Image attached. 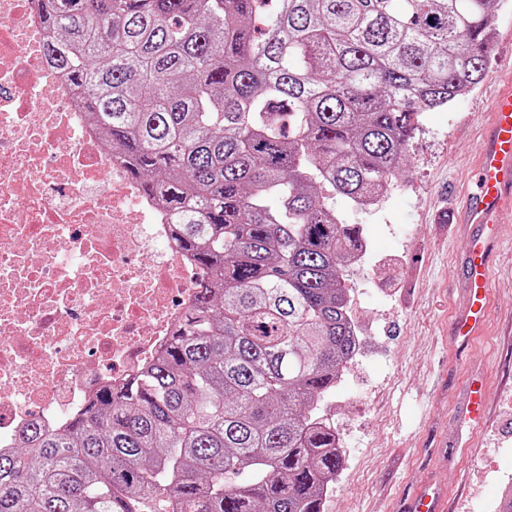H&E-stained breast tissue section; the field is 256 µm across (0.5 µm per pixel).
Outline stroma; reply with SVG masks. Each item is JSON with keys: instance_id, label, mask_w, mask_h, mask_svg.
Wrapping results in <instances>:
<instances>
[{"instance_id": "1", "label": "stroma", "mask_w": 512, "mask_h": 512, "mask_svg": "<svg viewBox=\"0 0 512 512\" xmlns=\"http://www.w3.org/2000/svg\"><path fill=\"white\" fill-rule=\"evenodd\" d=\"M485 75L448 108L426 113L406 182L380 206L347 211L373 259L395 263L380 280L350 265L351 313L367 343L318 406L342 431L343 466L324 512H396L428 480L447 487L448 512H485L512 481V223L495 257V304L486 340L450 334L466 303L460 278L462 212L473 188L496 76L512 74V0L495 19ZM487 376L488 423L468 459L456 411L468 377Z\"/></svg>"}]
</instances>
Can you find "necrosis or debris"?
<instances>
[{
  "label": "necrosis or debris",
  "instance_id": "1",
  "mask_svg": "<svg viewBox=\"0 0 512 512\" xmlns=\"http://www.w3.org/2000/svg\"><path fill=\"white\" fill-rule=\"evenodd\" d=\"M48 39L33 0H0V451L156 360L202 278Z\"/></svg>",
  "mask_w": 512,
  "mask_h": 512
}]
</instances>
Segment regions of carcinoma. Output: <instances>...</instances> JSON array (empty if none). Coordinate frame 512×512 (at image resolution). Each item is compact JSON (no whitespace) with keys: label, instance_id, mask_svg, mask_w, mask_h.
Listing matches in <instances>:
<instances>
[{"label":"carcinoma","instance_id":"1","mask_svg":"<svg viewBox=\"0 0 512 512\" xmlns=\"http://www.w3.org/2000/svg\"><path fill=\"white\" fill-rule=\"evenodd\" d=\"M53 67L208 275L157 360L0 453V512H323L345 272L499 0H34Z\"/></svg>","mask_w":512,"mask_h":512}]
</instances>
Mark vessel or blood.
<instances>
[{"label":"vessel or blood","mask_w":512,"mask_h":512,"mask_svg":"<svg viewBox=\"0 0 512 512\" xmlns=\"http://www.w3.org/2000/svg\"><path fill=\"white\" fill-rule=\"evenodd\" d=\"M490 116L489 133L479 153L476 190L463 219L466 249L460 271L470 305L453 323L454 336L463 341L481 335L486 328L492 288L491 253L501 238L502 216L512 210V79L495 95ZM459 418L468 430L483 427L482 384L467 382ZM401 512H448V494L440 487L423 484Z\"/></svg>","instance_id":"vessel-or-blood-1"}]
</instances>
